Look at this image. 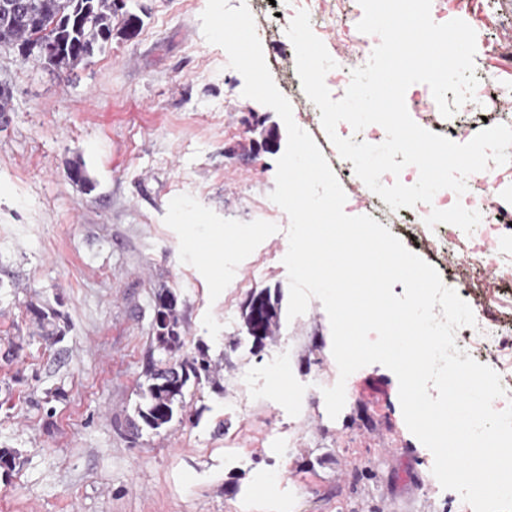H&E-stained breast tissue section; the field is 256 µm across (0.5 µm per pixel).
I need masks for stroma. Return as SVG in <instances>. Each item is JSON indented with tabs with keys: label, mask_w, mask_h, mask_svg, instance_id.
Instances as JSON below:
<instances>
[{
	"label": "stroma",
	"mask_w": 512,
	"mask_h": 512,
	"mask_svg": "<svg viewBox=\"0 0 512 512\" xmlns=\"http://www.w3.org/2000/svg\"><path fill=\"white\" fill-rule=\"evenodd\" d=\"M247 4L293 117L320 147L348 215L388 224L348 174L296 70L290 21L308 10L329 54L376 46L358 0ZM207 0H124L112 39L68 71L0 48V512H472L442 489L433 455L407 428L395 374L370 364L336 383L327 313L281 318L255 347L242 317L264 288L288 294L287 214L270 199L278 152L260 147L271 108L243 97L226 51L208 43ZM141 20L127 37L129 15ZM437 22L479 21L475 71L494 75L486 116H434L423 83L405 94L420 127L465 143L512 126V0H432ZM82 161L87 183L68 171ZM390 232L438 271L490 325L512 360V284L466 265L473 229L441 222L440 242ZM178 298L183 348L206 351L214 379L189 383L163 428L141 424L158 298ZM55 312L46 335L34 309ZM283 376L276 387L275 376Z\"/></svg>",
	"instance_id": "obj_1"
}]
</instances>
